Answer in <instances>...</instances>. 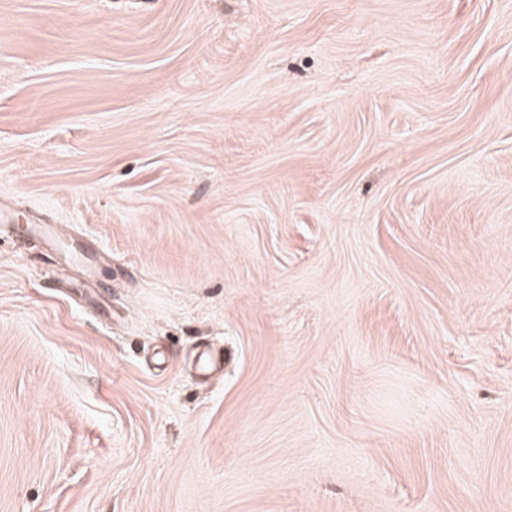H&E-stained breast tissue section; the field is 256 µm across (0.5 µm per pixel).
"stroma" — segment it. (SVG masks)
<instances>
[{
    "mask_svg": "<svg viewBox=\"0 0 512 512\" xmlns=\"http://www.w3.org/2000/svg\"><path fill=\"white\" fill-rule=\"evenodd\" d=\"M0 201V512H512V0H0Z\"/></svg>",
    "mask_w": 512,
    "mask_h": 512,
    "instance_id": "obj_1",
    "label": "stroma"
}]
</instances>
